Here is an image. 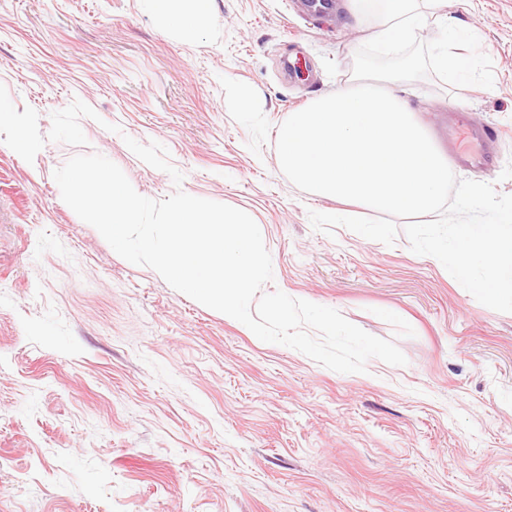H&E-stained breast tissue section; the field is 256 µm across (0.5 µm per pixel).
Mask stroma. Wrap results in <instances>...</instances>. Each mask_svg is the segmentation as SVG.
I'll use <instances>...</instances> for the list:
<instances>
[{
	"instance_id": "35a3bbf8",
	"label": "stroma",
	"mask_w": 512,
	"mask_h": 512,
	"mask_svg": "<svg viewBox=\"0 0 512 512\" xmlns=\"http://www.w3.org/2000/svg\"><path fill=\"white\" fill-rule=\"evenodd\" d=\"M300 0H212L183 38L143 0H0V84L41 133L81 100L85 146L33 162L0 142V512H512V313L479 303L434 257L309 211L375 217L305 192L275 142L290 113L348 85L376 25ZM494 86L391 85L431 135L463 110L501 128L486 171L512 194V0H445ZM248 105H241V96ZM162 144L181 185L125 137ZM80 153L141 195L175 189L248 213L273 266L264 292L338 310L393 340L405 366L328 369L251 336L120 257L61 198Z\"/></svg>"
}]
</instances>
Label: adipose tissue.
Wrapping results in <instances>:
<instances>
[{"label":"adipose tissue","mask_w":512,"mask_h":512,"mask_svg":"<svg viewBox=\"0 0 512 512\" xmlns=\"http://www.w3.org/2000/svg\"><path fill=\"white\" fill-rule=\"evenodd\" d=\"M149 11L183 35H194L210 12L211 0H144ZM354 18L375 21L377 37L390 50H397L415 37L427 16L412 0H349Z\"/></svg>","instance_id":"ef3b65f1"}]
</instances>
